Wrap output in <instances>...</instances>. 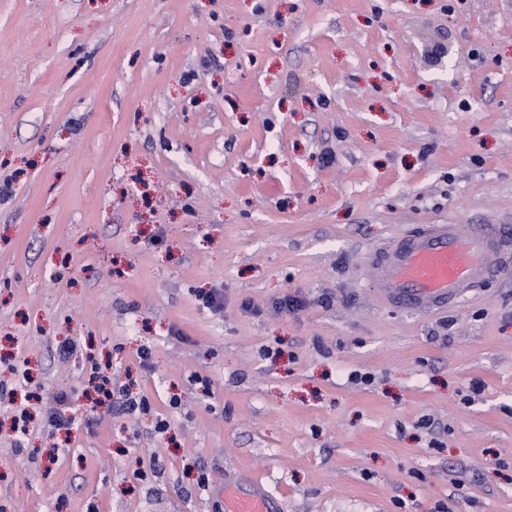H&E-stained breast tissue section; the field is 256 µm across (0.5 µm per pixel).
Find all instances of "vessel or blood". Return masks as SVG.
<instances>
[{"label": "vessel or blood", "instance_id": "b4317fda", "mask_svg": "<svg viewBox=\"0 0 512 512\" xmlns=\"http://www.w3.org/2000/svg\"><path fill=\"white\" fill-rule=\"evenodd\" d=\"M511 253L512 226L424 224L375 258V291L403 310L441 311L458 305ZM277 503L264 489H224V512H277Z\"/></svg>", "mask_w": 512, "mask_h": 512}]
</instances>
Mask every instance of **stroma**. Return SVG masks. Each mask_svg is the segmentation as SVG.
Here are the masks:
<instances>
[{
	"instance_id": "stroma-1",
	"label": "stroma",
	"mask_w": 512,
	"mask_h": 512,
	"mask_svg": "<svg viewBox=\"0 0 512 512\" xmlns=\"http://www.w3.org/2000/svg\"><path fill=\"white\" fill-rule=\"evenodd\" d=\"M487 223L512 0H0V512H512V260L373 292L416 225ZM96 363L150 411L50 433ZM73 391L61 390L53 394V405L48 409L47 424L53 430L66 428L70 431L74 425L73 416L68 415L70 412V403L73 400ZM277 498L265 489L243 492L231 486L224 487L225 512H277Z\"/></svg>"
}]
</instances>
